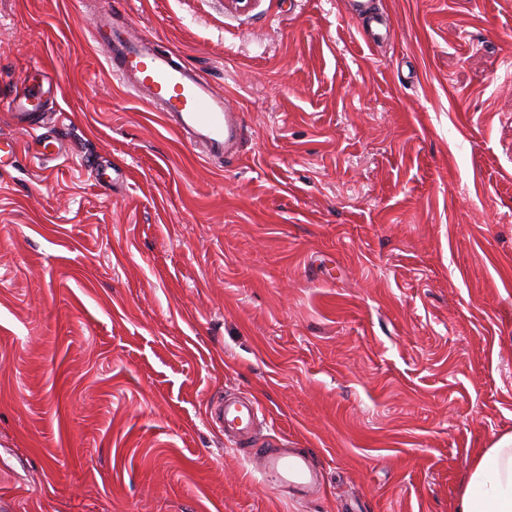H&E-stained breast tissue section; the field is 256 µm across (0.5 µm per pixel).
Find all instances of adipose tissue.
Returning a JSON list of instances; mask_svg holds the SVG:
<instances>
[{
  "label": "adipose tissue",
  "instance_id": "1",
  "mask_svg": "<svg viewBox=\"0 0 512 512\" xmlns=\"http://www.w3.org/2000/svg\"><path fill=\"white\" fill-rule=\"evenodd\" d=\"M456 512H512V436L471 463Z\"/></svg>",
  "mask_w": 512,
  "mask_h": 512
}]
</instances>
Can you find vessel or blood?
Wrapping results in <instances>:
<instances>
[{"label":"vessel or blood","instance_id":"obj_1","mask_svg":"<svg viewBox=\"0 0 512 512\" xmlns=\"http://www.w3.org/2000/svg\"><path fill=\"white\" fill-rule=\"evenodd\" d=\"M94 38L106 49L113 77L134 98L165 112L177 130L206 157L228 153L241 135L242 119L239 113L231 111L227 99L205 77L183 65L176 54L159 50L151 38L131 35L116 20L113 9L101 10ZM45 94L44 87L32 86L10 101L14 120L36 130L35 156L42 162L64 150L59 135L41 131L44 123L41 100ZM260 411L259 403L250 398L224 400L211 410L210 418L223 429L225 439L232 440L250 430ZM246 455L261 474L276 475L284 485L302 490L313 485V466L307 457L273 451L266 441L249 445Z\"/></svg>","mask_w":512,"mask_h":512}]
</instances>
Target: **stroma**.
Instances as JSON below:
<instances>
[{
    "label": "stroma",
    "instance_id": "obj_1",
    "mask_svg": "<svg viewBox=\"0 0 512 512\" xmlns=\"http://www.w3.org/2000/svg\"><path fill=\"white\" fill-rule=\"evenodd\" d=\"M104 2L0 0V502L455 512L512 435V0H374V38L347 0H116L240 113L213 159L113 80ZM42 75L44 164L6 108ZM226 393L314 492L211 426ZM35 145L37 147L35 158L41 162L48 161L51 158L59 156L64 150L62 138L55 133L54 135H46V133L37 135ZM267 441L254 442L248 445L246 456L254 462L257 470L263 474H274L284 485L302 490H311L313 485V466L304 456H293L284 452H276L269 448H279Z\"/></svg>",
    "mask_w": 512,
    "mask_h": 512
}]
</instances>
